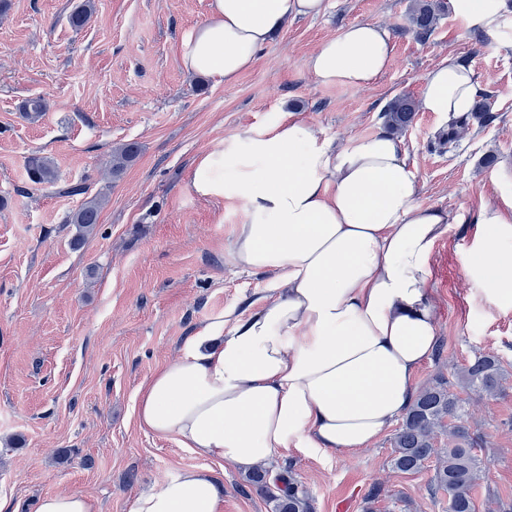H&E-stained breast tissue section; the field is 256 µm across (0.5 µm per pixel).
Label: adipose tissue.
<instances>
[{
	"mask_svg": "<svg viewBox=\"0 0 512 512\" xmlns=\"http://www.w3.org/2000/svg\"><path fill=\"white\" fill-rule=\"evenodd\" d=\"M324 0H211L183 44L190 73L230 83L289 19ZM379 23L325 40L307 68L323 85L363 87L391 60ZM474 73L456 57L423 79L420 107L445 119L471 112ZM194 194L239 204L233 260L272 272L260 307L225 326L214 317L140 388L138 418L158 438L237 467L298 449L345 454L372 446L402 416L437 347L429 281L453 218L418 203L399 140L380 132L337 144L300 119L249 127L195 161ZM463 255L492 301L512 311V213L484 208ZM211 472L182 469L139 494L131 512H219Z\"/></svg>",
	"mask_w": 512,
	"mask_h": 512,
	"instance_id": "obj_1",
	"label": "adipose tissue"
}]
</instances>
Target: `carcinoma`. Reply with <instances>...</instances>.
I'll return each mask as SVG.
<instances>
[{
	"instance_id": "carcinoma-1",
	"label": "carcinoma",
	"mask_w": 512,
	"mask_h": 512,
	"mask_svg": "<svg viewBox=\"0 0 512 512\" xmlns=\"http://www.w3.org/2000/svg\"><path fill=\"white\" fill-rule=\"evenodd\" d=\"M441 5L434 0H414L411 12L413 31L424 37L436 23ZM93 13L91 0H85L70 16L75 28L84 27ZM415 102L408 96L394 98L384 112L385 125L393 131L407 129L414 120ZM490 119L483 100L475 101L472 112L448 123V132L440 135L450 143L458 130L470 121ZM136 142L122 144L112 150L107 172L119 176L139 155ZM28 175L34 184H53L57 179L53 161L47 157H32ZM103 199H90L70 216L76 225L75 242L94 231L99 223ZM507 371L495 355L478 353L462 369L451 374L450 380L439 379L420 388L402 417L391 439L389 464L393 471L417 474L433 468L431 489L448 493V512H476L475 493L483 478L485 463L477 453L479 438L470 432L468 419L471 398L462 394L495 398L505 390ZM448 439V447H438V438ZM248 483L273 504V512H310L307 491L299 486L292 473L285 471L269 477V471L257 468Z\"/></svg>"
}]
</instances>
